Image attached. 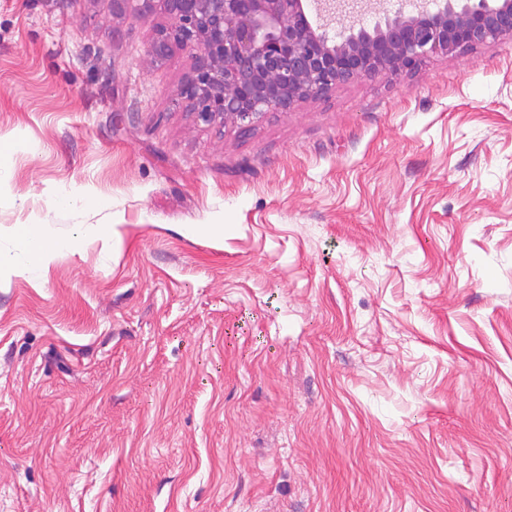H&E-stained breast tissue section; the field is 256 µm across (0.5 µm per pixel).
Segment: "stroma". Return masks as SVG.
I'll return each mask as SVG.
<instances>
[{
    "instance_id": "1",
    "label": "stroma",
    "mask_w": 512,
    "mask_h": 512,
    "mask_svg": "<svg viewBox=\"0 0 512 512\" xmlns=\"http://www.w3.org/2000/svg\"><path fill=\"white\" fill-rule=\"evenodd\" d=\"M168 23L0 0V228L117 232L0 277V512H512V39L242 132Z\"/></svg>"
}]
</instances>
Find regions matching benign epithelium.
I'll list each match as a JSON object with an SVG mask.
<instances>
[{
    "instance_id": "obj_1",
    "label": "benign epithelium",
    "mask_w": 512,
    "mask_h": 512,
    "mask_svg": "<svg viewBox=\"0 0 512 512\" xmlns=\"http://www.w3.org/2000/svg\"><path fill=\"white\" fill-rule=\"evenodd\" d=\"M170 16L149 54L191 52L179 96L197 119L247 131L269 113L338 85L417 69L512 37V0H440L433 11L397 10L371 29L336 38L309 20L305 0H165Z\"/></svg>"
}]
</instances>
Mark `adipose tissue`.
I'll list each match as a JSON object with an SVG mask.
<instances>
[{"mask_svg": "<svg viewBox=\"0 0 512 512\" xmlns=\"http://www.w3.org/2000/svg\"><path fill=\"white\" fill-rule=\"evenodd\" d=\"M83 235L62 236L43 224H16L0 230V274L34 279L57 257L79 252Z\"/></svg>", "mask_w": 512, "mask_h": 512, "instance_id": "adipose-tissue-1", "label": "adipose tissue"}]
</instances>
